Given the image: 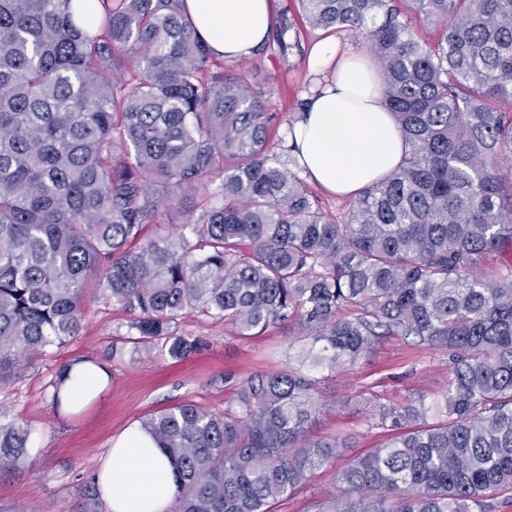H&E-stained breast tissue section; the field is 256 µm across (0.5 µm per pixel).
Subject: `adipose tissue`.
<instances>
[{
	"instance_id": "ef3b65f1",
	"label": "adipose tissue",
	"mask_w": 512,
	"mask_h": 512,
	"mask_svg": "<svg viewBox=\"0 0 512 512\" xmlns=\"http://www.w3.org/2000/svg\"><path fill=\"white\" fill-rule=\"evenodd\" d=\"M184 3L196 34L224 59L250 56L273 20V0ZM312 62L321 78L294 125L299 160L325 190L354 198L394 169L408 146L364 54L330 35L315 43ZM97 479L108 512H167L177 491L170 459L136 425L113 439Z\"/></svg>"
}]
</instances>
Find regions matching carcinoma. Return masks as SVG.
<instances>
[{
    "label": "carcinoma",
    "instance_id": "obj_1",
    "mask_svg": "<svg viewBox=\"0 0 512 512\" xmlns=\"http://www.w3.org/2000/svg\"><path fill=\"white\" fill-rule=\"evenodd\" d=\"M299 4L309 28L365 39L410 146L339 221L184 0H0V385L77 335L90 287L127 313L128 341L174 360L206 346L175 332L187 313L241 336L295 321L311 360L235 380L222 413L185 402L141 422L175 469L170 512H271L346 447L306 436L323 402L305 368L410 338L448 356L447 387L376 401L393 436L316 512H495L512 490V264L479 269L512 247V0ZM268 42L299 46L288 14ZM177 197L192 206L172 230ZM30 435L0 411V476ZM87 487L83 512H103Z\"/></svg>",
    "mask_w": 512,
    "mask_h": 512
}]
</instances>
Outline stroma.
I'll return each mask as SVG.
<instances>
[{
	"instance_id": "35a3bbf8",
	"label": "stroma",
	"mask_w": 512,
	"mask_h": 512,
	"mask_svg": "<svg viewBox=\"0 0 512 512\" xmlns=\"http://www.w3.org/2000/svg\"><path fill=\"white\" fill-rule=\"evenodd\" d=\"M322 37V31L310 29L301 33L299 48L287 55L271 46L246 61L252 85L263 93L274 116L275 148L290 145L288 128L301 116L300 105L318 80L308 67L307 55ZM126 322L127 315L118 306L87 298L78 336L51 348L33 368L0 388V409L32 430L28 464L0 477V512H81L87 479L97 474L113 438L127 426L185 401L223 411L233 396L225 375L245 377L297 366L299 353L311 345L294 323L242 337L231 326L189 314L176 325V332L207 337L210 347L175 361L116 344V337L126 332ZM78 357L105 361L111 378L101 396L80 401L73 410L56 412L50 384L62 364ZM447 381L448 368L440 351L413 346L400 336L383 337L347 371L323 372L324 407L310 436L315 440L337 437L347 446L305 488L278 500L274 512H313V503L340 496L336 472L388 437L386 429L372 423V394L399 403L418 393L436 396Z\"/></svg>"
}]
</instances>
